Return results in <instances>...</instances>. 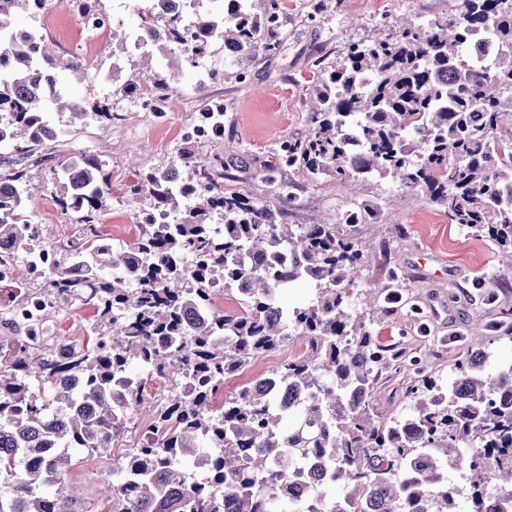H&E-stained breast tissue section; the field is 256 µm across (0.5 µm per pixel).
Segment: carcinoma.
<instances>
[{"mask_svg": "<svg viewBox=\"0 0 512 512\" xmlns=\"http://www.w3.org/2000/svg\"><path fill=\"white\" fill-rule=\"evenodd\" d=\"M186 14L188 34L176 20L140 13V25L166 24L169 53L192 65L220 40L240 58L253 55L266 34L250 0H224V10L194 13L195 0H173ZM48 0H0V19L35 15ZM487 29L490 53L467 51L475 31ZM38 43L0 36V144L13 158L0 162V259L26 257L36 238L29 220L35 204L26 164L62 131L44 135L51 115L69 111L70 123L91 117L104 126L125 115L108 100L84 107L51 82L83 69L71 54L55 59ZM166 104L170 78L134 69L123 93L144 89ZM201 107L177 161L154 168L127 188L142 233L128 247L86 238L73 246L44 242L50 268L32 267L30 280L52 298L29 330L50 329L64 308L92 309L96 334L83 341L56 339L61 354L38 343L0 341V512H87L68 484L72 451L92 462L134 427L144 407L143 384L112 390L120 377L158 370L178 389L185 375L194 395L177 394L152 408L157 438L130 448L112 467L104 490L111 512H301L289 492V467L309 454L323 456L331 481L312 483L319 512H336L328 498L339 487L373 512H487V495L512 486V361L489 363L475 334L448 382L416 368L404 415H380L374 381L398 361L378 342L351 287L365 264L358 228L381 216L375 202L347 209L341 224H284L280 211L241 190L224 188V174L201 161L192 145L224 136V101L197 82ZM512 0H460L457 13L425 24L401 25L388 38L350 45L333 66L320 68L309 88V132L280 146L281 168L317 183L392 178L420 190L448 219L472 234H486L512 249ZM349 124L361 144L355 160L341 133ZM56 201L81 224H99L112 183L99 160L69 156L51 168ZM262 181L291 202L286 177L266 171ZM162 212L172 223L156 226ZM219 218L224 236L210 234ZM299 280L316 293L287 310L279 290ZM359 291L369 310L396 303L398 281ZM238 310L218 306L213 284ZM296 340L302 353L285 357L267 375L213 405L214 391L257 360ZM276 379L311 399L288 402L267 390ZM460 472L463 484L448 480Z\"/></svg>", "mask_w": 512, "mask_h": 512, "instance_id": "obj_1", "label": "carcinoma"}]
</instances>
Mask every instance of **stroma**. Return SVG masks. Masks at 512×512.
I'll return each instance as SVG.
<instances>
[{
	"instance_id": "obj_1",
	"label": "stroma",
	"mask_w": 512,
	"mask_h": 512,
	"mask_svg": "<svg viewBox=\"0 0 512 512\" xmlns=\"http://www.w3.org/2000/svg\"><path fill=\"white\" fill-rule=\"evenodd\" d=\"M284 27L274 48L259 51L239 79L236 62L225 61L223 43H216L210 66L223 72L208 86L210 98L224 102V136L196 143V154L223 161L224 185L247 191L258 201L281 207L287 224H337L345 210L362 198L379 199L383 216L379 223L363 225L359 237L368 249L364 282H387L398 272L417 295L433 336L445 344L442 354H432L424 337H400L398 310L372 313V331L385 345L401 344L420 356L437 382H446L454 364L466 352L475 326L497 323L489 336L492 361L512 358V267H505L497 244L450 223L447 215L424 196L395 182L362 181L346 187L330 179L313 183L304 173L292 174L296 200L280 203L271 188L256 178L259 170H277L279 143L307 134L305 99L318 66H330L353 43L387 37L396 18L422 23L448 14L458 0H280ZM16 28H40L53 55L79 53L87 70L72 88L76 100L109 98L120 121L103 128L95 123L70 126L68 114L57 120L65 133L55 151L67 155L80 150L100 156L108 164L112 199L102 220V230L113 245L133 243L140 233L135 210L124 197L127 185L140 172L175 160L193 112L201 103L196 92L198 70L183 65L177 75V91L169 100L166 117L135 112L132 100L108 78L112 41L88 32L78 21L72 0H58L50 17L18 14ZM52 183H45L30 212L32 223L42 228L45 239L63 242L79 231L76 215L64 214L57 205ZM499 277L496 298L486 301L480 284ZM122 449L94 463L76 462L69 478L77 486L83 507L106 512L104 487L112 480L114 458Z\"/></svg>"
}]
</instances>
